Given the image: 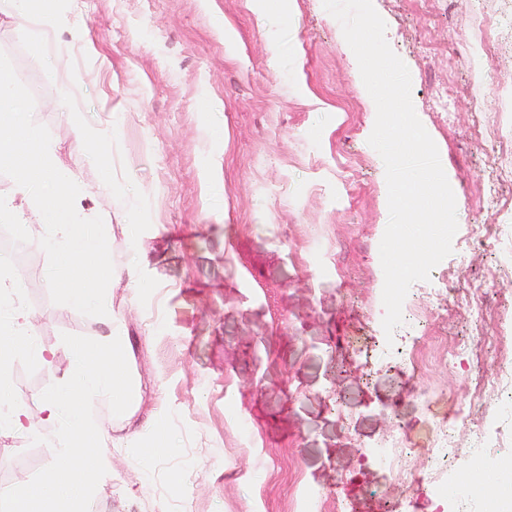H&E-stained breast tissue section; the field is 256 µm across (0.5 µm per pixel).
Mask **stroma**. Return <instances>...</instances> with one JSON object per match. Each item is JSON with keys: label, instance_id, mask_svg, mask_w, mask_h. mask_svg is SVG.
<instances>
[{"label": "stroma", "instance_id": "1", "mask_svg": "<svg viewBox=\"0 0 512 512\" xmlns=\"http://www.w3.org/2000/svg\"><path fill=\"white\" fill-rule=\"evenodd\" d=\"M407 65L416 114L437 145L458 203L453 252L431 272L449 339L472 335L450 269L481 288L486 328L512 342V184L487 133L512 137V0H373ZM82 19L74 30V19ZM490 28L493 57L469 36ZM233 32L226 40L225 32ZM58 55H30L19 21L0 13V51L35 84L34 115L81 192L83 217L102 216L120 276L107 292L129 343L141 392L114 416L94 401L108 445L100 512H288L274 475L306 456L309 483L340 492L349 512H411L415 489L364 464L395 413L429 448V424L469 403L476 373L459 370L430 406L406 396L412 324L385 335L379 244L389 220L382 158L368 143L376 107L340 23L323 0H290L257 16L251 0H60ZM448 90V110L435 95ZM490 107L488 129L477 122ZM92 138L101 154L78 143ZM111 180H104V168ZM499 199L488 211L476 187ZM141 225L137 245L125 226ZM484 224L488 244L468 236ZM19 285L49 364L24 356L4 370L16 406L40 422L43 390L63 382L72 355L62 334L100 341L107 327L54 304L47 257L27 242ZM135 279H128L127 268ZM505 396L467 424L482 445L451 460L436 496L454 512H499L512 493V357L495 365ZM168 445H152L154 421ZM54 457L30 435H0V491L27 483ZM488 459L478 471L471 461ZM192 476L191 495L171 484ZM479 486L449 497V482Z\"/></svg>", "mask_w": 512, "mask_h": 512}]
</instances>
